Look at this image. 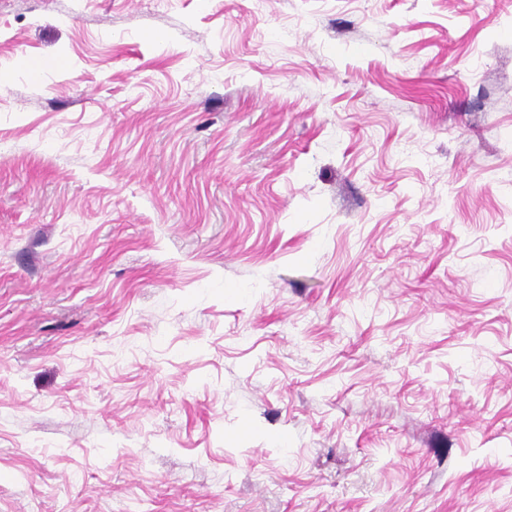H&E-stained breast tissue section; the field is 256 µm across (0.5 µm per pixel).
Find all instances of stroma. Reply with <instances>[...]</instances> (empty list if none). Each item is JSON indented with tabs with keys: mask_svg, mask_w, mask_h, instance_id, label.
<instances>
[{
	"mask_svg": "<svg viewBox=\"0 0 512 512\" xmlns=\"http://www.w3.org/2000/svg\"><path fill=\"white\" fill-rule=\"evenodd\" d=\"M0 512H512V0H0Z\"/></svg>",
	"mask_w": 512,
	"mask_h": 512,
	"instance_id": "obj_1",
	"label": "stroma"
}]
</instances>
